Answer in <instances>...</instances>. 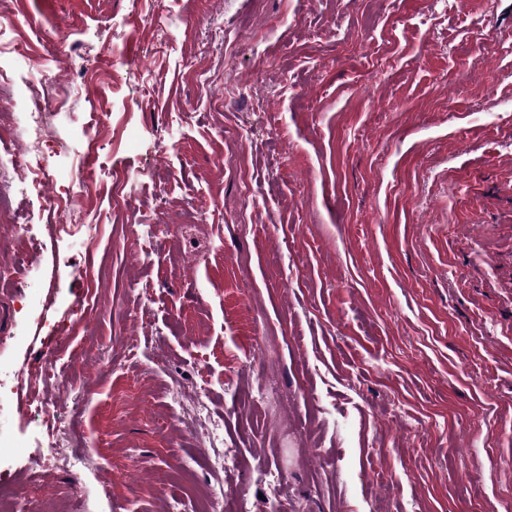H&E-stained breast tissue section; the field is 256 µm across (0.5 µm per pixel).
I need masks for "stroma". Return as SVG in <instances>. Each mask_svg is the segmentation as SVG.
Returning <instances> with one entry per match:
<instances>
[{"mask_svg":"<svg viewBox=\"0 0 512 512\" xmlns=\"http://www.w3.org/2000/svg\"><path fill=\"white\" fill-rule=\"evenodd\" d=\"M0 30V366L55 362L88 459L41 465L9 398L22 512L219 480L209 512H512V0H0ZM24 102L53 192L92 178L71 212L12 166ZM200 386L224 472L180 424Z\"/></svg>","mask_w":512,"mask_h":512,"instance_id":"obj_1","label":"stroma"}]
</instances>
